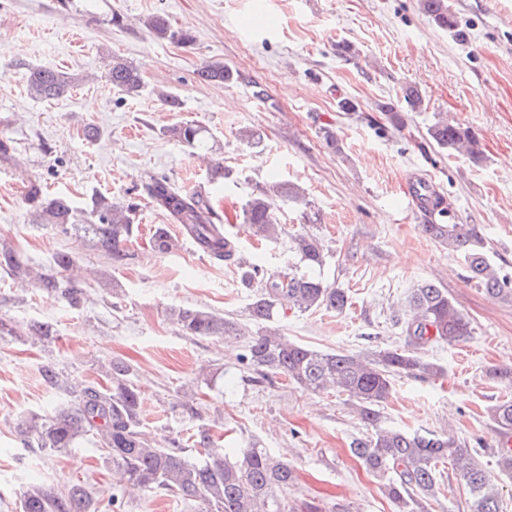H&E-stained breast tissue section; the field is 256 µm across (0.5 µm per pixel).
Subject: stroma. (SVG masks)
<instances>
[{
  "label": "stroma",
  "instance_id": "stroma-1",
  "mask_svg": "<svg viewBox=\"0 0 512 512\" xmlns=\"http://www.w3.org/2000/svg\"><path fill=\"white\" fill-rule=\"evenodd\" d=\"M128 24L112 26L113 14ZM162 14L189 29L181 47L156 39L145 18ZM468 33L458 41L437 27L419 0H0V132L14 140L0 162V239L30 263L49 268L57 252L76 258L67 277L83 292L78 306L0 273V314L19 327L54 324V338H0V512H19V493L30 484L64 490L82 484L97 512H111L116 487L112 463L91 441L54 453L22 447L14 423L23 414L53 413L64 396L40 379L53 364L72 383H105L112 360L125 359L141 393L140 420L158 441L188 439L199 428L220 438L228 456L256 443L288 460L296 474L292 501H315L326 512H396L350 454L367 430L335 394H314L282 377H264L241 361L244 339L181 335L169 317L179 307L212 310L236 320L246 336L262 326L246 309L256 293L236 262L214 264L192 251L179 225L173 253L152 252L148 238L164 218L144 195L150 176L211 197L224 230L248 262L284 269L292 239L310 233L323 243L322 274L349 295L341 312L286 311V335L317 350L351 353L404 346L395 313L411 288L431 282L448 291L471 321L463 341L428 347L424 358L438 377L400 376L380 409L385 427L453 429L481 449L494 468L497 433L491 406L512 394L492 370L512 369V301L488 294L466 278L463 261L426 234L425 216L408 208L404 190L418 177L432 179L457 224L479 225L488 254L512 277V0H456L452 10ZM117 56L139 68V95L118 94L102 61ZM51 67L83 80L56 101L32 98L18 62ZM237 70L236 82L216 92L200 80L203 63ZM266 96L254 97V86ZM425 99L413 112L406 86ZM176 94L179 111L157 100ZM352 102L353 111L342 108ZM402 118L392 125L384 108ZM448 114L479 138L483 159L438 148L427 129ZM205 126L213 155L233 175L211 185L192 149L165 134L180 123ZM100 136L87 142L86 124ZM257 130L250 147L236 134ZM337 147H329L325 130ZM72 197L84 208L99 191L139 208L129 257L116 265L80 236L33 224L24 203L28 180ZM283 181L305 197L283 200L278 241H258L242 223L246 201L262 186ZM195 413H186L184 400ZM122 512H197L194 504L164 493H128Z\"/></svg>",
  "mask_w": 512,
  "mask_h": 512
}]
</instances>
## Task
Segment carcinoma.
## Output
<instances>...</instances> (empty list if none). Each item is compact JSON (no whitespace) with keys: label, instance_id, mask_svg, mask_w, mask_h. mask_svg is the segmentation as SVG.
Here are the masks:
<instances>
[{"label":"carcinoma","instance_id":"1","mask_svg":"<svg viewBox=\"0 0 512 512\" xmlns=\"http://www.w3.org/2000/svg\"><path fill=\"white\" fill-rule=\"evenodd\" d=\"M421 9L438 27L463 37L448 11V0H421ZM144 25L159 40L179 46L192 42L189 31L172 27L161 15L148 17ZM15 67L25 70L30 94L41 100L64 98L77 82L72 75L53 68L30 67L23 62ZM198 76L204 81L232 83L239 74L222 62H206ZM107 79L113 89L127 96L139 94L143 87L139 69L115 56ZM165 134L189 147L204 148L208 142V130L200 124H176ZM427 134L442 149L466 155L475 164L482 161L478 138L457 123L438 120ZM144 192L149 203L170 223L181 225L211 260L221 263L234 256L236 247L224 235L223 220L207 195L182 190L165 176L150 179ZM301 196L292 184L272 182L246 202L243 223L252 236L274 242L282 232L275 214L276 200ZM24 202L33 222L50 225L62 234L83 235L114 263L128 258L126 245L136 232L138 204L121 205L98 194L85 209L86 222L77 224L72 199L65 194H46L35 179L26 186ZM424 230L462 257L468 280L512 300V278L500 274L490 261L479 225L426 224ZM149 246L155 253L166 255L176 250L179 242L167 225L159 224L149 238ZM292 251L298 262L286 270L268 272L241 262L245 268L243 281L249 284L259 280L260 291L249 304L248 314L251 320L265 325L264 331L248 338L243 360L264 375L283 376L312 393L334 392L345 397L371 428V433L352 442L350 452L369 473L381 479V490L397 512H428L430 502L439 500L444 491L438 477L440 463L449 464L464 485L468 512H506L508 505L479 463L480 449L469 447L450 429L423 435L380 426V407L390 396L395 377L441 373L440 366L424 360L420 351L436 343L451 345L471 334V321L457 309L448 292L433 283H421L410 290L402 316L397 318L406 338L405 349H382L366 357L341 350H316L288 338L274 325L281 309L341 311L348 304V295L328 284L319 273L325 264V250L318 237L298 234ZM73 262L71 254L59 253L54 257L57 271L43 272L29 265L11 245L0 242V271L76 306L82 292L61 275ZM169 316L185 336H242L238 322L210 310L175 308ZM39 372L48 387L64 389L70 400L51 415L29 414L17 419L14 432L25 448L37 446L61 452L89 435L107 453L112 467L118 469V481L146 492H169L196 503L198 512H323V506L313 502L299 507L288 501V488L295 481L292 466L256 443L231 461L210 430L200 428L191 436L192 447L205 449L207 455L202 461H191L184 455L186 444L181 439L173 437L161 444L149 436L140 423L141 399L130 380L131 365L123 359L110 362L105 386L63 383L50 365L41 366ZM490 417L498 434L512 437V400L494 405ZM19 512L92 510L80 484L64 493L33 485L20 493Z\"/></svg>","mask_w":512,"mask_h":512}]
</instances>
